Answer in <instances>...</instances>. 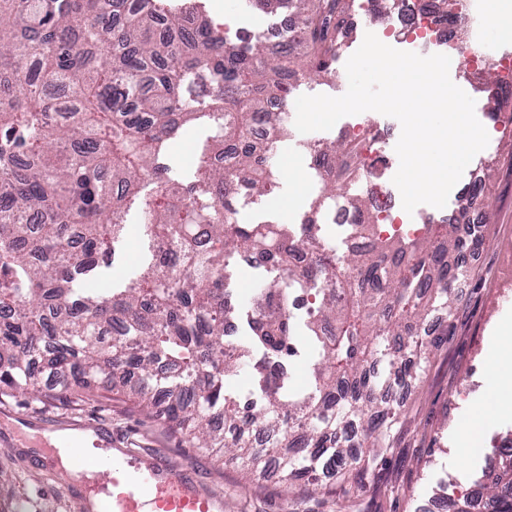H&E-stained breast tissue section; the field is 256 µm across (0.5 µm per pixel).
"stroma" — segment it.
<instances>
[{
  "label": "stroma",
  "instance_id": "1",
  "mask_svg": "<svg viewBox=\"0 0 512 512\" xmlns=\"http://www.w3.org/2000/svg\"><path fill=\"white\" fill-rule=\"evenodd\" d=\"M202 3L207 19L229 37L241 27L259 36L280 21L277 13L251 7L247 0ZM347 87L345 64L340 61L331 74L322 77L299 74L287 101L295 103L305 94L337 97ZM212 134L213 127L207 122L183 126L165 157L169 178L180 183L193 181ZM337 135V129L295 132L281 140L275 157L298 168L300 185L284 179L268 195L240 189L230 199L238 222L255 224L271 219L278 224H298L324 197L341 204L349 196L365 195L361 181L329 191L326 181L310 166L309 143H332ZM511 143L512 131L490 132L487 147L474 158L478 164L494 156L499 159L490 172L493 221L482 229L484 245L458 295L455 333L431 356L420 380L404 395L401 419L390 430L391 446L378 457L366 487L353 490L336 479L290 487L277 477L250 481L236 463H218L198 449L179 447L161 419L143 411L123 393L108 391L97 383L72 394L53 382L43 385L38 394L28 390L0 395V512H77L79 478L51 458L40 439L48 428L64 429L83 420L109 426L113 438L128 447L193 467L204 486L223 491L224 512H287L294 506L301 512H336L340 503L346 505V512H355L357 502L364 503L366 512H429L438 498L460 500L461 490L473 484V471L481 469L485 454L491 451V437L512 432V411L489 408L488 361L503 319L512 317V280L502 275L504 258L512 254V161L503 157ZM297 193L302 196L301 205L288 207L289 198ZM125 224L126 237L100 287H121L149 255L139 204L127 210ZM467 426L477 430L479 453H466L461 443Z\"/></svg>",
  "mask_w": 512,
  "mask_h": 512
}]
</instances>
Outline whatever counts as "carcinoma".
Returning a JSON list of instances; mask_svg holds the SVG:
<instances>
[{
	"label": "carcinoma",
	"mask_w": 512,
	"mask_h": 512,
	"mask_svg": "<svg viewBox=\"0 0 512 512\" xmlns=\"http://www.w3.org/2000/svg\"><path fill=\"white\" fill-rule=\"evenodd\" d=\"M274 2L294 7L297 52L231 44L207 20L188 30L187 12L155 0H142L155 26L121 14L123 0H0V395L36 386L33 366L45 356L66 386L100 381L110 390L133 368L139 406L166 399L159 416L180 443L237 461L252 480L273 461L286 483L324 470L368 478L400 417L399 391L454 333L450 284L483 241L464 245L454 224L390 237L356 224L373 248L340 261L308 231L232 220L227 181L260 194L278 187V170L256 158L255 121L272 132L270 155L286 118L268 100L288 73L332 70L336 21L351 0H255ZM29 55L37 69L25 75L17 62ZM203 117L218 124L219 141L195 181L173 187L158 158L180 127ZM226 143L237 149L230 173L215 164ZM311 148L334 167L331 186L358 179L359 142ZM146 174L158 191L143 202L145 235L168 243L172 257L155 247L126 287H88L112 264ZM239 250L278 263L305 250L311 276L257 289L247 344L226 360L224 319L236 308L224 303L225 256ZM297 287L314 298L308 330L318 360L311 390L292 399L270 362L290 353ZM249 361L258 390L228 397L226 380ZM479 492L490 512H512V462Z\"/></svg>",
	"instance_id": "1"
}]
</instances>
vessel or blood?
I'll use <instances>...</instances> for the list:
<instances>
[{
	"instance_id": "vessel-or-blood-1",
	"label": "vessel or blood",
	"mask_w": 512,
	"mask_h": 512,
	"mask_svg": "<svg viewBox=\"0 0 512 512\" xmlns=\"http://www.w3.org/2000/svg\"><path fill=\"white\" fill-rule=\"evenodd\" d=\"M83 439L50 437L49 448H78L90 442L96 452L77 456L78 467L103 470L104 483H91L80 497L82 512H224V495L206 490L187 467L161 455L113 449L106 426L87 427Z\"/></svg>"
}]
</instances>
